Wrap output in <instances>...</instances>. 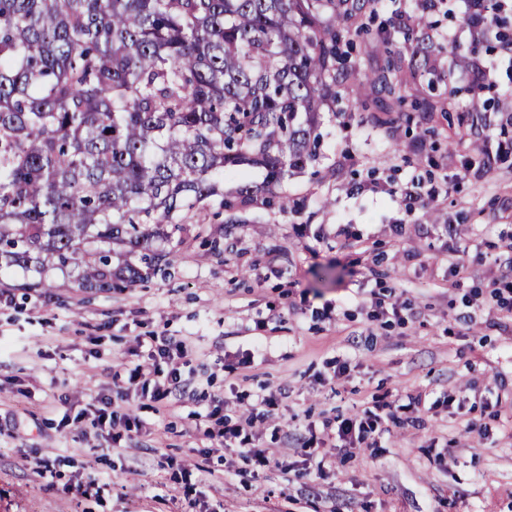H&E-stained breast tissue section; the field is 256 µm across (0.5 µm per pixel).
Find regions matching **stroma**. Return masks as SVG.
I'll return each mask as SVG.
<instances>
[{
    "instance_id": "1",
    "label": "stroma",
    "mask_w": 512,
    "mask_h": 512,
    "mask_svg": "<svg viewBox=\"0 0 512 512\" xmlns=\"http://www.w3.org/2000/svg\"><path fill=\"white\" fill-rule=\"evenodd\" d=\"M416 3L379 0L366 15L384 51L360 37L346 47L367 73L400 53L402 103L355 99L340 81L318 161L278 189L287 208L257 196L228 211L213 197L179 211L182 232L156 244L168 267L109 292L57 269L0 271V512H512V152L482 153L512 142L499 40L512 12L474 44L454 0ZM400 20L437 47L423 68ZM451 34L496 67L495 86L473 93L443 50ZM386 107L389 132L369 121ZM451 112L471 127L449 128ZM416 178L440 195L408 213L394 193ZM152 336L184 345L158 376L184 385L158 403L127 382L151 365ZM119 394L142 428L114 447L95 406ZM381 396L398 424L376 447H339L332 419ZM248 417L251 447L275 466L209 439ZM302 436L324 473L307 474ZM92 481L94 496L64 490Z\"/></svg>"
}]
</instances>
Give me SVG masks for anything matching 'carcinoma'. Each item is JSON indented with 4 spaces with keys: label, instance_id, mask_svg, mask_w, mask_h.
<instances>
[{
    "label": "carcinoma",
    "instance_id": "cac0c4a2",
    "mask_svg": "<svg viewBox=\"0 0 512 512\" xmlns=\"http://www.w3.org/2000/svg\"><path fill=\"white\" fill-rule=\"evenodd\" d=\"M377 0H0V269L77 268L110 292L112 256L172 238V215L265 171L266 204L316 161L338 80L396 98L392 69L349 64L346 22Z\"/></svg>",
    "mask_w": 512,
    "mask_h": 512
}]
</instances>
